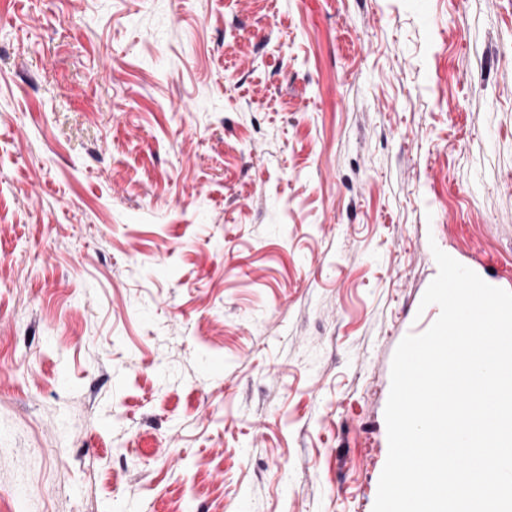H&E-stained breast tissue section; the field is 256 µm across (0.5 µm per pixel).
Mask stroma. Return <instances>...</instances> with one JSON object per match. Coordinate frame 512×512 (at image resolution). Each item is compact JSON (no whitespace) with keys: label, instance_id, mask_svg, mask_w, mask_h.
<instances>
[{"label":"stroma","instance_id":"35a3bbf8","mask_svg":"<svg viewBox=\"0 0 512 512\" xmlns=\"http://www.w3.org/2000/svg\"><path fill=\"white\" fill-rule=\"evenodd\" d=\"M436 247L512 291V0H0V512H372Z\"/></svg>","mask_w":512,"mask_h":512}]
</instances>
